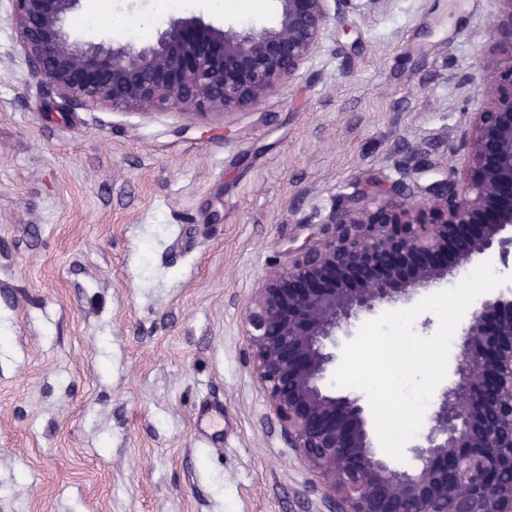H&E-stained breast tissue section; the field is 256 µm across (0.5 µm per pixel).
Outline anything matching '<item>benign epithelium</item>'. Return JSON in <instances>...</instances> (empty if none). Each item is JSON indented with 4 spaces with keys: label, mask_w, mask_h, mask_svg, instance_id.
Returning a JSON list of instances; mask_svg holds the SVG:
<instances>
[{
    "label": "benign epithelium",
    "mask_w": 512,
    "mask_h": 512,
    "mask_svg": "<svg viewBox=\"0 0 512 512\" xmlns=\"http://www.w3.org/2000/svg\"><path fill=\"white\" fill-rule=\"evenodd\" d=\"M29 80L85 105L182 108L205 120L259 107L322 39L330 3L278 0L273 27L235 31L199 18L169 22L156 43L70 40L80 0H8ZM492 26L512 44V0ZM464 139L462 177L422 156L410 181L344 198L319 232L286 250L245 312L253 368L281 436L320 478L339 512H512L498 475L512 469V284L476 302L448 365L415 465L377 455L368 408L327 387L338 331L384 304L512 247V65L486 89Z\"/></svg>",
    "instance_id": "1"
}]
</instances>
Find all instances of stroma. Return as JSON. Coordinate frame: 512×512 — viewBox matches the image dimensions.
Instances as JSON below:
<instances>
[{
	"label": "stroma",
	"instance_id": "1",
	"mask_svg": "<svg viewBox=\"0 0 512 512\" xmlns=\"http://www.w3.org/2000/svg\"><path fill=\"white\" fill-rule=\"evenodd\" d=\"M506 0H342L294 77L203 137L29 80L0 0V512H328L270 423L244 312L284 248L460 135ZM124 19L121 27L102 16ZM261 28L275 0H82L75 40Z\"/></svg>",
	"mask_w": 512,
	"mask_h": 512
}]
</instances>
